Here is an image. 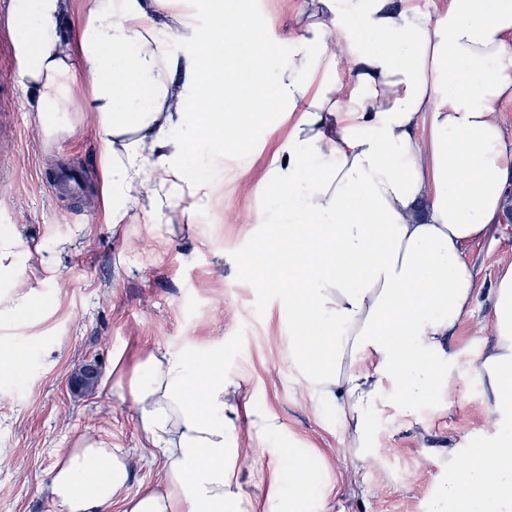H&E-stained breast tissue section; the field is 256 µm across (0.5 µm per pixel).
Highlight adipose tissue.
Here are the masks:
<instances>
[{"label":"adipose tissue","instance_id":"obj_1","mask_svg":"<svg viewBox=\"0 0 512 512\" xmlns=\"http://www.w3.org/2000/svg\"><path fill=\"white\" fill-rule=\"evenodd\" d=\"M153 11H146V4ZM300 0L292 54L274 58L247 9L216 11L187 84L173 77L151 14L179 0H9L15 78L47 138L88 88L104 147L105 223L139 207L152 172L181 188L199 138L244 149L288 117L274 152L273 208L258 216L264 284L288 308V366L344 432L347 481L311 471L314 448H268L284 425L242 401L224 355L159 349L112 364L141 446L163 462L132 488L128 452L78 436L49 475L59 512H305L369 463V422L448 386V338L472 316L468 250L512 205V0ZM246 46V78L227 49ZM491 338L475 375L492 397L481 448H441L429 512H512V259L491 290ZM252 445L240 449V435ZM270 454L268 469L256 459ZM294 482L281 491L283 473ZM266 481L264 500L247 485Z\"/></svg>","mask_w":512,"mask_h":512}]
</instances>
